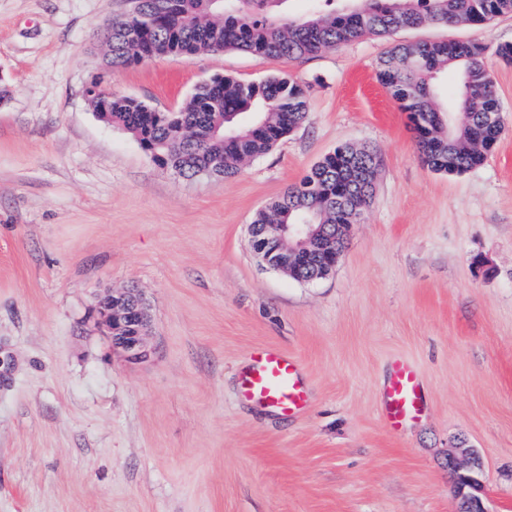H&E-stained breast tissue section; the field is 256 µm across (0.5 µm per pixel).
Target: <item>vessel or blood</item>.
<instances>
[{
    "label": "vessel or blood",
    "mask_w": 512,
    "mask_h": 512,
    "mask_svg": "<svg viewBox=\"0 0 512 512\" xmlns=\"http://www.w3.org/2000/svg\"><path fill=\"white\" fill-rule=\"evenodd\" d=\"M242 387L247 398L288 415L303 411L308 403L297 362L273 349L255 355L252 367L243 376ZM423 409L417 372L406 362H396L384 388L386 424L399 428L415 419Z\"/></svg>",
    "instance_id": "obj_1"
}]
</instances>
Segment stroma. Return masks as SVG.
<instances>
[{
  "label": "stroma",
  "instance_id": "obj_1",
  "mask_svg": "<svg viewBox=\"0 0 512 512\" xmlns=\"http://www.w3.org/2000/svg\"><path fill=\"white\" fill-rule=\"evenodd\" d=\"M126 0H0V512H458L457 443L486 512H512V15L275 59L227 50L103 68ZM482 43L506 130L480 169L431 170L376 78L397 42ZM223 73L309 85L307 122L230 179L184 180L100 122L93 82L159 111ZM375 150L341 262L301 283L261 265L255 213L336 146ZM482 257L484 268L472 265ZM138 288L153 351L126 363L96 296ZM295 360L301 413L251 401L253 355ZM425 409L383 420L395 362Z\"/></svg>",
  "mask_w": 512,
  "mask_h": 512
}]
</instances>
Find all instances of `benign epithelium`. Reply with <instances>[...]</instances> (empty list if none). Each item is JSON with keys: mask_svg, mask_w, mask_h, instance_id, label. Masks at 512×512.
<instances>
[{"mask_svg": "<svg viewBox=\"0 0 512 512\" xmlns=\"http://www.w3.org/2000/svg\"><path fill=\"white\" fill-rule=\"evenodd\" d=\"M316 230L312 224H251L249 234L255 255L266 266L274 269H288L303 265L317 250L322 260L315 267V277L323 279L330 275L341 260L344 251L334 242L315 248ZM96 327L105 335L125 361L140 363L151 354L146 303L136 288L109 290L96 298ZM469 457L459 459L448 457V465L456 475H467L476 471L478 464L473 460L475 452L467 450ZM482 485L477 483L471 490H456L460 500L459 512H483L474 510L481 502L476 493Z\"/></svg>", "mask_w": 512, "mask_h": 512, "instance_id": "1", "label": "benign epithelium"}]
</instances>
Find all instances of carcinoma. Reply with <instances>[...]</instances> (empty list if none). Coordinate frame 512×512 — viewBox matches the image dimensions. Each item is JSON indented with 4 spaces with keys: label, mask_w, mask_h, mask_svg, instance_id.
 Instances as JSON below:
<instances>
[{
    "label": "carcinoma",
    "mask_w": 512,
    "mask_h": 512,
    "mask_svg": "<svg viewBox=\"0 0 512 512\" xmlns=\"http://www.w3.org/2000/svg\"><path fill=\"white\" fill-rule=\"evenodd\" d=\"M288 0H129L128 9L100 32L104 64H138L160 56L237 50L265 57L300 58L366 35H389L428 24L484 25L512 14V0H359L352 9L315 0L314 12L292 17ZM474 41L399 43L380 59V83L416 127L418 153L433 170L462 174L482 167L505 124L488 125L501 111L486 61ZM456 73L453 94L442 101V72ZM308 86L287 76L245 82L217 74L189 100L157 112L135 98L95 83L87 89L94 109L129 132L159 166L185 180L215 171L239 173L248 160L269 152L308 120ZM377 153L343 144L324 155L302 180L259 209L255 224H312L328 232L350 223L349 210L369 205Z\"/></svg>",
    "instance_id": "1"
}]
</instances>
